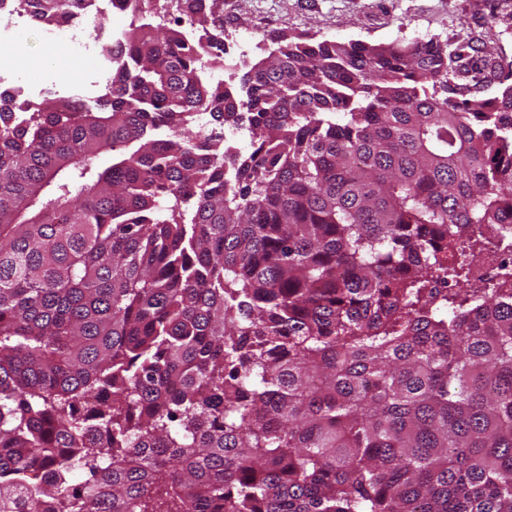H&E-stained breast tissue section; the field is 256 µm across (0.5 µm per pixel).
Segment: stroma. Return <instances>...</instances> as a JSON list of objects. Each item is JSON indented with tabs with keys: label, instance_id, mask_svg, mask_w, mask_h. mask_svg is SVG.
<instances>
[{
	"label": "stroma",
	"instance_id": "35a3bbf8",
	"mask_svg": "<svg viewBox=\"0 0 512 512\" xmlns=\"http://www.w3.org/2000/svg\"><path fill=\"white\" fill-rule=\"evenodd\" d=\"M223 11L225 30L247 31L258 56L269 47L268 34L284 30L371 44L433 38L512 60V0H223ZM45 32L30 21L15 40L0 43V57L16 64L0 86L20 88L35 102L66 96L68 84L90 74L88 60L51 47Z\"/></svg>",
	"mask_w": 512,
	"mask_h": 512
}]
</instances>
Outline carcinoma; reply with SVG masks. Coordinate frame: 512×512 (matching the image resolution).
<instances>
[{
  "label": "carcinoma",
  "mask_w": 512,
  "mask_h": 512,
  "mask_svg": "<svg viewBox=\"0 0 512 512\" xmlns=\"http://www.w3.org/2000/svg\"><path fill=\"white\" fill-rule=\"evenodd\" d=\"M218 2L0 91V512H512V61L281 30L231 87ZM506 264L512 268V251L499 250L478 255L472 262V275L475 280L494 276Z\"/></svg>",
  "instance_id": "obj_1"
}]
</instances>
